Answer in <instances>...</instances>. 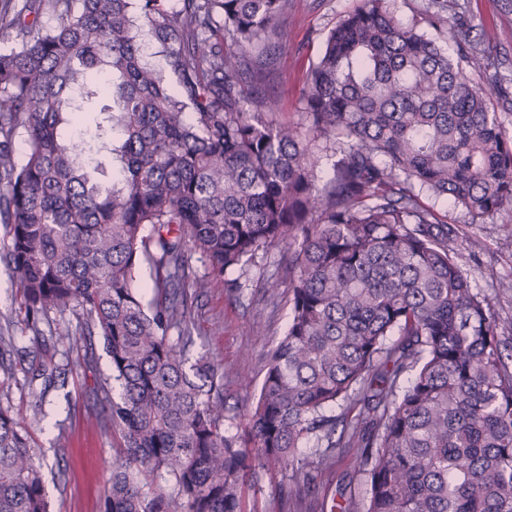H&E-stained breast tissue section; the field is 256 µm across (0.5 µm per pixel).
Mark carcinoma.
Listing matches in <instances>:
<instances>
[{
	"label": "carcinoma",
	"instance_id": "cac0c4a2",
	"mask_svg": "<svg viewBox=\"0 0 512 512\" xmlns=\"http://www.w3.org/2000/svg\"><path fill=\"white\" fill-rule=\"evenodd\" d=\"M454 6L426 0L403 24L389 0H359L311 70L302 128L268 119L288 0H3L5 260L25 314L72 309L81 334L55 335L71 350L98 336L111 359L119 394L101 391L124 448L102 512H254L258 465L296 467V502L350 450L365 495L339 490L337 512H512V319L459 263L479 241L421 200L473 224L512 207V137L491 104L512 109V76L490 34L439 35ZM79 98L112 104L67 137ZM188 242L208 264L197 288L288 248L266 289L288 286V329L243 438L224 430L217 365L166 339L186 319ZM18 364L0 332V374ZM27 374L47 389L57 367ZM0 512H49L37 449L1 408Z\"/></svg>",
	"mask_w": 512,
	"mask_h": 512
}]
</instances>
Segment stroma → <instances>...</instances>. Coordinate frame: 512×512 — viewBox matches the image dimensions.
<instances>
[{
  "label": "stroma",
  "instance_id": "obj_1",
  "mask_svg": "<svg viewBox=\"0 0 512 512\" xmlns=\"http://www.w3.org/2000/svg\"><path fill=\"white\" fill-rule=\"evenodd\" d=\"M463 16L472 25L493 29L497 37V55L503 72L512 73V12L500 0H458ZM358 0H288L283 23L288 29V43L273 63L271 91L279 101L275 114L278 122L305 124L302 90L312 66L321 57L325 39ZM423 201L449 223L480 238L478 254H462L459 259L473 285L500 297L501 315H512V208L496 212L484 223H470L468 215L449 201L424 196ZM7 237L0 223V326L7 328L19 350L28 355L53 358L57 364L73 361L72 369L62 374L56 387L41 391L29 384L23 373L9 380L0 379V406L12 414H29L34 404H41L46 416L27 428L30 439L43 457V479L51 512H100L110 487L112 466L122 445L118 428L97 423L102 406L96 389L112 376L110 359L102 341H95L90 362L78 366L79 355L69 351L65 341L51 331L64 326L77 328L73 310L51 312L41 318L37 329L45 332L41 344H34L32 331L20 309L19 293L6 266ZM283 251L279 248L259 253L244 269L240 280L243 291L223 283L199 293L187 288L188 308L185 329L194 344L191 355L204 354L224 373V429L229 434L242 433L250 396L257 390L267 368V353L284 335L290 305L287 296L270 299L266 283L281 271ZM260 325V334L251 326ZM181 328V329H184ZM179 328L168 337L177 342ZM356 457L348 451L337 458L322 485L298 501V512H321L330 504L339 486L357 485ZM295 477L287 468L275 475L260 474L249 492L255 512H287V493Z\"/></svg>",
  "mask_w": 512,
  "mask_h": 512
}]
</instances>
